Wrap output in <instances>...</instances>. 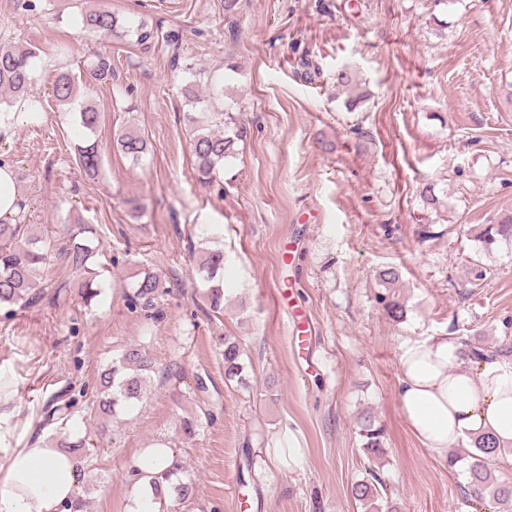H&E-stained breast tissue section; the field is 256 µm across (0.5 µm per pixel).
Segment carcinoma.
Masks as SVG:
<instances>
[{
  "instance_id": "carcinoma-1",
  "label": "carcinoma",
  "mask_w": 512,
  "mask_h": 512,
  "mask_svg": "<svg viewBox=\"0 0 512 512\" xmlns=\"http://www.w3.org/2000/svg\"><path fill=\"white\" fill-rule=\"evenodd\" d=\"M85 28L99 36H110L117 29L125 32L139 42L150 39L151 33L144 24L128 20L119 23L118 18L107 10L95 11L83 20ZM35 48L23 45L0 46V113L12 106V98L29 95L35 80ZM91 75L97 80L112 78V60L98 58L91 67ZM208 94L199 92V84L188 78L183 86V96L191 110L183 113L184 121L192 127L191 151L194 157L196 179L203 185H209L224 164L235 158L237 145L246 138L247 129L236 113L229 110L211 112L212 100L224 96V77L210 78L207 81ZM78 84L69 70L59 72L54 80L55 99L66 105H74L78 99ZM78 123L84 136L76 147L79 164L84 173L96 178L102 170V159L97 145L91 139L100 123V112L91 104H82L78 110ZM117 148L127 159L138 164L145 157L147 144L144 137L134 130L122 132L116 140ZM68 243L57 246L53 237L38 235L34 225L26 223H0V308L7 309L11 315L15 309H24L35 303L41 296V284L45 269L56 262L63 263L77 277L81 288V298L88 304L99 296L97 277L93 258L96 256L93 239L96 230L89 224H80L73 228L66 226L61 230ZM477 240L489 248L500 239L512 238V215H508L497 224L488 225L476 234ZM224 252L217 249L204 255L199 266L203 286L208 288V298L213 311L224 307L223 290ZM167 289L159 275L150 270L137 274L133 292L128 296L129 307L137 312H145L152 317L159 316L161 298ZM386 314L394 321L406 318V308L394 296L379 297ZM460 358L471 363L493 362L512 355V341L485 346L480 343L461 339L458 341ZM224 374L228 380L239 383L245 381L244 362L240 343L224 337ZM151 360L138 345L127 347L112 365L100 374L96 393L94 413L108 422L119 412L129 408L133 401L141 398L144 386V372L150 370ZM366 439L365 448L374 454L380 451L381 431L371 418L364 421L361 429ZM58 448H70L73 451L87 453L89 444L84 438H73L65 433L52 439ZM471 449L465 451L470 459L468 466L465 498L473 512H512V481L497 478L489 462L504 454H511L512 448H504L490 434L471 438ZM380 477L357 482L351 487L354 499L362 501L370 508H376L380 497ZM195 483L182 468H177L175 478L170 481L169 501L165 512H173L175 504H183L192 499Z\"/></svg>"
}]
</instances>
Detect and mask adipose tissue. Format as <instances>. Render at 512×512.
Here are the masks:
<instances>
[{
  "label": "adipose tissue",
  "instance_id": "obj_1",
  "mask_svg": "<svg viewBox=\"0 0 512 512\" xmlns=\"http://www.w3.org/2000/svg\"><path fill=\"white\" fill-rule=\"evenodd\" d=\"M458 348L445 340H408L398 359L397 398L402 415L433 455L447 456L457 441L489 433L512 444V363L492 362L461 370ZM171 449L149 448L139 458L141 478L133 512H161L151 482L171 471ZM84 476L68 449L37 440L0 465V512H82L77 501Z\"/></svg>",
  "mask_w": 512,
  "mask_h": 512
}]
</instances>
